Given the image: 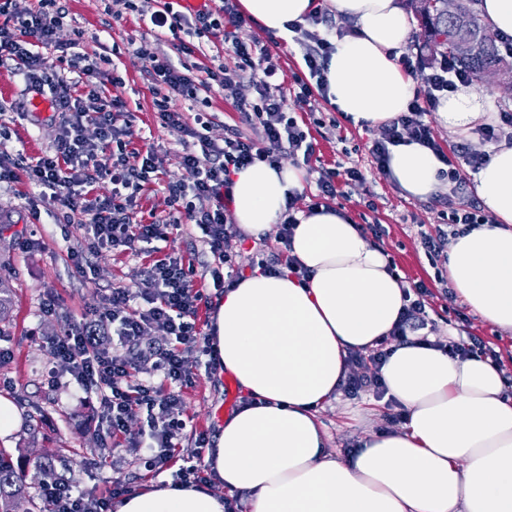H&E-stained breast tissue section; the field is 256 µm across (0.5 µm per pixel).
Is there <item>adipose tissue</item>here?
Wrapping results in <instances>:
<instances>
[{
	"mask_svg": "<svg viewBox=\"0 0 512 512\" xmlns=\"http://www.w3.org/2000/svg\"><path fill=\"white\" fill-rule=\"evenodd\" d=\"M353 20L334 38L327 99L354 124L383 126L407 111L414 81L396 49L412 20L400 0H328ZM266 30L304 22L313 0H240ZM490 112L475 88L442 100L438 123L469 134ZM388 178L407 197L447 192V164L416 143L390 147ZM491 221L461 228L448 244L454 293L484 321L512 332V143L494 146L473 177ZM306 186L303 169L255 162L233 177V218L257 238L272 231L289 196ZM290 254L309 271L249 274L218 299L214 349L251 406L224 418L205 462L224 485L215 493L166 484L117 498L112 512H224L242 495L246 512H512V391L499 365L401 345L380 368L402 423L360 438L349 456L326 446L321 408L342 397L352 354L369 353L392 332L403 284L382 251L338 208L298 216Z\"/></svg>",
	"mask_w": 512,
	"mask_h": 512,
	"instance_id": "adipose-tissue-1",
	"label": "adipose tissue"
}]
</instances>
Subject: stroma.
I'll list each match as a JSON object with an SVG mask.
<instances>
[{"instance_id":"obj_1","label":"stroma","mask_w":512,"mask_h":512,"mask_svg":"<svg viewBox=\"0 0 512 512\" xmlns=\"http://www.w3.org/2000/svg\"><path fill=\"white\" fill-rule=\"evenodd\" d=\"M64 6L67 15L57 32L58 42H68L74 31L79 30L88 50L108 51L116 45L122 52L118 82L101 77L97 83L105 96L127 103L124 139L128 164H137L138 153L149 146L161 159L158 180L147 185L137 197L140 217L147 220L166 215L171 206L165 186L186 181L187 173L176 133L158 121L150 75L157 49H164L175 60L181 59L182 54L171 43H159L138 15L125 11L123 0H65ZM327 34V26L310 21L286 37L266 31L252 20L236 32L240 41L259 40L269 46L282 69L286 110L301 122L308 141L315 147L316 159L308 164L299 153L280 158L283 165L306 170V188L296 199L297 209L307 210L312 203L321 170L358 167L362 180H340L333 206L347 211L354 223L382 225L384 233L375 238V245L403 283L421 281L432 291L429 317L440 339L481 338L497 352L506 375L512 378V336L483 321L456 297L447 280L438 279V272L447 268L446 252L432 258L425 253L422 235L435 233L441 225L444 205L434 198L418 201L406 197L371 163L365 145L378 137V129L352 124L321 96L307 100L296 97L293 76L305 69L303 55L314 37ZM132 43L140 46V54L128 53ZM29 100L22 76L10 66H0V102L10 107L9 112L0 116V130L8 136L9 154L22 151L37 156L54 147L58 121L46 118L40 124H32L24 116ZM171 108L185 114L202 110L211 113L209 135L218 141L227 129L240 124L233 101L225 99L218 90L210 93L208 102L176 99ZM85 250L82 226L69 217L66 209L40 200L26 180L0 183V257L8 260L16 271L12 280L13 320L6 341L12 356L0 361V396L10 399L21 416L19 428L0 439V448L15 451L33 426L38 430V442L30 448V455L47 449L63 459L65 474L77 489L105 494L116 478L143 489L151 481L131 450L115 449L106 465H95L96 455L106 446L97 421L96 395L74 392L47 377L49 339L60 334L68 323L102 307L114 287L134 289L140 283L142 259L109 249L93 257L88 276L77 274L71 256ZM50 301L55 309L48 312L44 305ZM187 357L193 365V381L184 392L185 412L195 430L217 429L223 423L218 412L224 406L226 377L209 369L207 357L193 351ZM348 410L347 403L340 402L319 412L327 445L333 450H350L356 447L363 432L380 431L389 424L387 413L370 414L355 422L349 418Z\"/></svg>"}]
</instances>
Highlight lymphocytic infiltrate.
<instances>
[{"label": "lymphocytic infiltrate", "mask_w": 512, "mask_h": 512, "mask_svg": "<svg viewBox=\"0 0 512 512\" xmlns=\"http://www.w3.org/2000/svg\"><path fill=\"white\" fill-rule=\"evenodd\" d=\"M38 2V9L19 16L13 27H0V65L12 62L26 81L29 93L49 99L52 111L64 113L65 118L53 152L21 155L13 162L1 157L0 183L12 182L17 173H24L28 184L39 189L42 197L82 215L89 253L74 257L77 273L86 274L89 254L101 248L144 261L137 289L113 288L99 311L67 326L52 340L53 364L48 376L54 381L66 379L80 391H95L99 417L112 447L132 449L146 473L157 476L168 471L183 485L208 483L210 477L203 460L207 448L214 445L209 434H195L190 449L179 446L190 422L183 409V390L192 380L186 353L192 349L209 357L214 354L208 333L197 322L204 294L195 286L194 264L175 251L156 256L155 244L173 235H184L187 225L199 226L204 233L205 252L219 264L212 272L214 280L223 281L225 287H235L241 275L233 253L226 247L233 232V175L258 161L277 165L285 152L302 153L308 162L315 149L307 144L306 134L294 118L285 112L279 67L268 47L233 40L232 28L245 21L237 0H222L218 8L190 15L163 6L150 14L152 26L167 29L174 37L224 36V46L237 58L238 68L233 72L216 71L196 62H176L165 54L157 58L152 73L154 110L163 126L192 138V145L185 147L182 154L189 180L167 185L172 211L147 224L138 221L137 196L157 180L159 156L149 148L142 153L139 165H127V144L123 139L126 104L103 96L95 83L105 66L111 65V58L87 52L80 35L69 43H58L56 30L66 11L60 0ZM332 50V43L325 38L307 50L303 57L307 73L295 79L301 94L326 92L325 70ZM399 61L418 88L407 112L382 126L379 138L367 146L373 163L382 170L388 165L390 146L416 142L437 150L425 114L434 111L441 98L457 85L472 82L466 71L448 59L430 68L414 64L406 55L400 56ZM244 74L249 75L257 100L239 101L237 109L244 124L260 126L258 138L236 131L226 134L223 140H214L207 134V113H195L189 120L170 107L172 99L194 101L200 92L215 87L225 96H234ZM89 123L99 129L98 143H89L84 136ZM489 159L488 152L474 151L464 144L448 157V197L455 202L448 214L451 224L487 223L482 209L460 201L459 194L466 185L461 168L476 171ZM104 180L112 184L111 195L95 196L96 185ZM295 213L296 208L291 205L282 214L276 237L279 256L262 263V271L276 275L285 267L298 278H307V269L288 254L297 224ZM430 295L421 282L405 288L407 304L390 336L396 345L409 343L410 333L427 327ZM156 330L164 332V342H149V335ZM388 353V348L380 347L365 357L352 355L344 392L355 396L369 390L376 398H384L386 389L380 368ZM142 411L149 417L147 436L127 438L128 420ZM40 498L44 512H108L109 507L108 499L68 483L42 484Z\"/></svg>", "instance_id": "lymphocytic-infiltrate-1"}]
</instances>
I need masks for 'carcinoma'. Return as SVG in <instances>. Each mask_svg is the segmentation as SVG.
<instances>
[{"label":"carcinoma","instance_id":"carcinoma-1","mask_svg":"<svg viewBox=\"0 0 512 512\" xmlns=\"http://www.w3.org/2000/svg\"><path fill=\"white\" fill-rule=\"evenodd\" d=\"M479 0H457V11L450 16L441 10L439 0H422L419 13L424 21V38L435 59L450 58L470 72L473 82L482 84L491 73L508 67L507 56L497 39L482 24L476 5ZM466 28L470 40L465 45L454 39L455 31ZM13 277L11 266L0 261V336H6L4 325L13 310V292L9 281ZM59 480L56 470L46 464L36 467L35 476L28 477L24 468L15 466L12 455L0 450V512H17L23 500L29 504L28 512H42L41 505L29 494L30 481L38 477Z\"/></svg>","mask_w":512,"mask_h":512}]
</instances>
